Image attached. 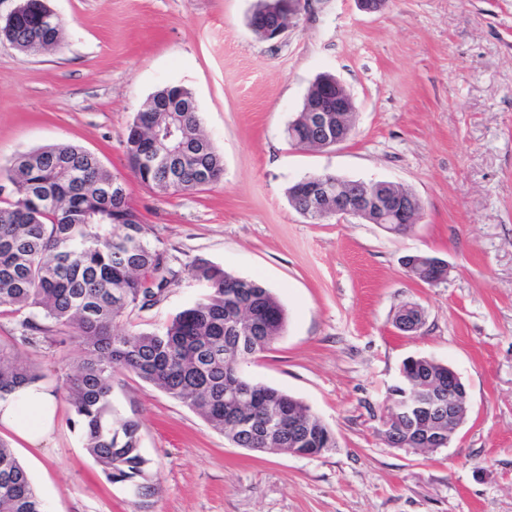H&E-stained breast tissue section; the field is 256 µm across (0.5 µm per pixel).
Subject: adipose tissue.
Returning a JSON list of instances; mask_svg holds the SVG:
<instances>
[{
	"instance_id": "ef3b65f1",
	"label": "adipose tissue",
	"mask_w": 512,
	"mask_h": 512,
	"mask_svg": "<svg viewBox=\"0 0 512 512\" xmlns=\"http://www.w3.org/2000/svg\"><path fill=\"white\" fill-rule=\"evenodd\" d=\"M54 421V403L42 389L30 386L13 397L0 400V425L36 445L51 433Z\"/></svg>"
}]
</instances>
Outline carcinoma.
I'll use <instances>...</instances> for the list:
<instances>
[{"label":"carcinoma","mask_w":512,"mask_h":512,"mask_svg":"<svg viewBox=\"0 0 512 512\" xmlns=\"http://www.w3.org/2000/svg\"><path fill=\"white\" fill-rule=\"evenodd\" d=\"M182 85L155 92L148 105ZM163 112H138L124 148L140 182L163 194L196 191L224 176L222 155L200 128L198 112L181 113L182 133L197 145L179 164L150 157ZM13 200L0 206V313L19 318V336L0 344V399L43 379L17 346L77 343L79 358L62 389L86 453L105 477L137 489L140 512L156 493L149 460L140 451V424L112 406L115 373L126 371L198 413L237 447L288 451L300 424L303 448L321 455L335 434L303 402L241 376L245 360L282 334L286 313L257 279L239 277L207 259L187 271L204 293L156 331L122 326L127 312L154 306L178 284L168 248L150 225L128 210L125 180L83 148L59 144L18 154L7 169ZM48 320L47 327L40 320ZM414 374L448 386L447 366L424 358ZM0 512H47L13 448L0 440Z\"/></svg>","instance_id":"obj_1"}]
</instances>
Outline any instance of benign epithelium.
<instances>
[{"mask_svg": "<svg viewBox=\"0 0 512 512\" xmlns=\"http://www.w3.org/2000/svg\"><path fill=\"white\" fill-rule=\"evenodd\" d=\"M32 0H19L17 7L5 18H0V40L17 45L14 36L16 18L28 11ZM293 27L292 20H283L278 14L271 21H258L250 28L269 40H275ZM315 95L304 109L302 122L291 121L288 127L307 130L303 144H314L320 149L334 147L346 140L345 129L352 112L356 111L354 98L344 85L330 76L313 86ZM195 109L193 100L179 98L175 103L153 107L155 112H189ZM308 184L304 200L305 213H316L336 218L355 217L369 224L385 228L393 224H414L422 210L420 198L407 190L384 181L343 180L332 174L312 175L302 179ZM403 265L409 275L421 268L435 272L432 285L442 283L449 273L448 264L428 254L408 255ZM424 322V313L416 305H406L396 316V328L405 334H415ZM401 384L388 395L390 411L381 421L386 442L394 448L412 446L416 450L434 451L445 448L457 429L465 422L470 410L468 393L461 378L448 369V399L442 398L439 382L420 377L413 379L402 373ZM404 419L406 439L396 436L393 424Z\"/></svg>", "mask_w": 512, "mask_h": 512, "instance_id": "1", "label": "benign epithelium"}]
</instances>
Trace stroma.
<instances>
[{
    "mask_svg": "<svg viewBox=\"0 0 512 512\" xmlns=\"http://www.w3.org/2000/svg\"><path fill=\"white\" fill-rule=\"evenodd\" d=\"M61 45L25 55L0 42V186L21 152L69 143L126 181L145 223L181 263L205 258L260 277L286 328L244 370L302 400L335 433L317 457L233 445L183 403L117 372L112 406L141 424L158 484L153 512H512V0H302L276 40L247 24L254 0H47ZM357 106L343 143L292 147L286 128L322 73ZM168 84L189 89L224 177L166 195L131 173L127 126ZM389 181L422 201L404 235L356 218L314 224L287 188L312 174ZM447 261L446 281L413 280L401 260ZM182 274L130 319L157 329L200 298ZM414 303L421 330L398 333ZM56 402L32 447L0 425L48 512H136L85 453L61 385L76 344L25 348ZM425 356L464 382L470 412L448 447L412 451L381 437L403 362Z\"/></svg>",
    "mask_w": 512,
    "mask_h": 512,
    "instance_id": "obj_1",
    "label": "stroma"
}]
</instances>
